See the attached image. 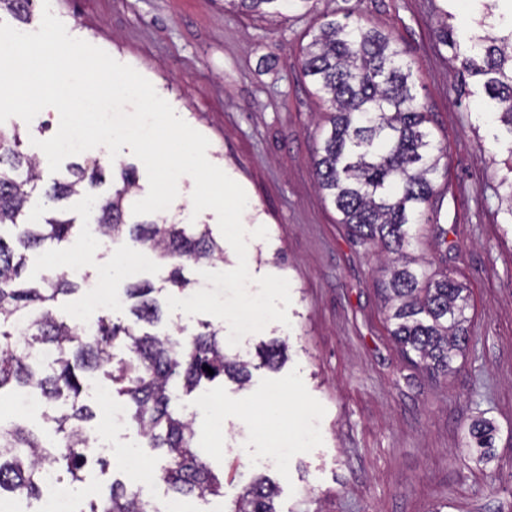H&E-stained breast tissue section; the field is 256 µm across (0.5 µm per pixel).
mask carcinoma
Wrapping results in <instances>:
<instances>
[{
  "mask_svg": "<svg viewBox=\"0 0 512 512\" xmlns=\"http://www.w3.org/2000/svg\"><path fill=\"white\" fill-rule=\"evenodd\" d=\"M309 2L230 0L242 13ZM33 3L0 0V13L29 24ZM493 8L485 5L463 56L457 53L450 24L439 26L437 33L460 60L462 71L480 80L489 99L481 120L494 144L512 159V16L496 19ZM301 69L329 106V127L323 130L314 159L319 187L340 214L339 223L348 225L361 243L376 245L386 255L380 260L387 276L381 295L390 336L403 353H415V366L446 379L460 371L456 360L472 341L466 317L470 292L446 267L406 253L419 224L433 225L440 246L448 235L434 201L447 147L427 127L429 112L415 93L412 62L390 34L348 11L344 20L320 25L303 49ZM22 144L18 129L0 127V231L9 228L15 237L12 245L0 235V400L16 389L32 391L43 403V417L55 427L43 432L0 418V501L42 496L47 473L58 482L75 484L83 481L84 467L109 465L93 452L86 434L85 422L94 417L83 398L88 371H101L116 385L146 446L162 452L165 464L157 470V480L175 498L222 495V483L195 450L193 420L174 408V400L179 391L188 394L203 381L224 376L243 387L251 377L250 362L228 357L220 330L209 323L189 335L181 328L141 330L142 324L157 327L163 317L161 303L153 296L156 289L149 283L127 288L134 325L100 317L93 331H85L56 307L60 296L75 291L76 283L64 274L46 273L35 281L26 277V252L69 241L77 228L74 219L51 209L41 222L24 216L38 188L48 203L86 197L100 235H126L171 263L165 278L171 294L190 284L182 274V261L222 259L224 245L207 228L194 232L183 224L127 223L123 200L136 184L133 168H121L120 184L105 194L97 192L105 182L104 167L97 161L90 167H70L46 182L40 160L25 153ZM116 348L127 358L114 360ZM287 348L284 340L260 347V366L276 368ZM205 365L214 374L203 370ZM494 432L485 418L470 424L478 461L493 458ZM276 495L272 481L257 476L232 512H278ZM89 512L154 510L139 493L115 481L107 496L90 504Z\"/></svg>",
  "mask_w": 512,
  "mask_h": 512,
  "instance_id": "obj_1",
  "label": "carcinoma"
}]
</instances>
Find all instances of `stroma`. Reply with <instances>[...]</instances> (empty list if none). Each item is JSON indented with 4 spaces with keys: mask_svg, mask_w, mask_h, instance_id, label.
<instances>
[{
    "mask_svg": "<svg viewBox=\"0 0 512 512\" xmlns=\"http://www.w3.org/2000/svg\"><path fill=\"white\" fill-rule=\"evenodd\" d=\"M349 10L390 33L413 62L428 128L448 147L436 202L448 231V271L470 290L472 342L461 371L445 380L401 355L389 334L378 257L317 187L312 159L325 106L299 57L326 18ZM52 11L72 37L147 78L208 138L209 161L246 192L245 229L268 231L247 243L251 276L290 283L289 325L270 323L224 348L255 362L258 345L287 340L282 368L255 367L242 388L229 379L207 384L224 411L220 427L196 395L180 401L194 417L196 448L224 482L222 500L190 497L184 512L231 505L259 473L278 486V512H512V226L504 222L501 184L512 170L480 126L485 98L475 79L458 75L435 35L448 11L465 38L482 14L479 0H310L248 15L227 0H54ZM63 207L79 225L73 241L33 254L29 267L51 272L63 257L82 265L78 291L60 299L64 313L131 322L126 290L137 282L166 300L156 262H139L127 238L98 236L85 198ZM88 238L95 241L90 258L74 250ZM101 287L111 308H88ZM112 390L102 374L89 382L86 401L96 413L89 429L112 451L107 470L89 467L83 484L58 489L74 512H87L112 481H130L129 451L164 463L133 424L111 425L110 407L119 401ZM274 400L283 407L275 420L267 414ZM479 417L496 427L487 463L470 451L468 426ZM279 448L286 461L273 460Z\"/></svg>",
    "mask_w": 512,
    "mask_h": 512,
    "instance_id": "obj_1",
    "label": "stroma"
}]
</instances>
